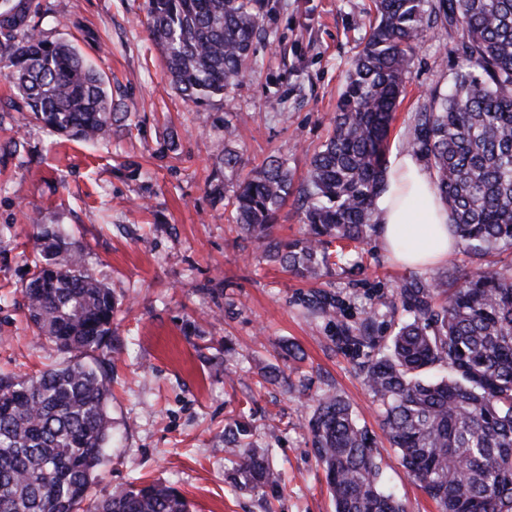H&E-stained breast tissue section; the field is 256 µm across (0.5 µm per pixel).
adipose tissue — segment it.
<instances>
[{"label": "adipose tissue", "mask_w": 512, "mask_h": 512, "mask_svg": "<svg viewBox=\"0 0 512 512\" xmlns=\"http://www.w3.org/2000/svg\"><path fill=\"white\" fill-rule=\"evenodd\" d=\"M375 220L384 249L410 268L436 264L455 246L432 174L406 154L387 166Z\"/></svg>", "instance_id": "adipose-tissue-1"}]
</instances>
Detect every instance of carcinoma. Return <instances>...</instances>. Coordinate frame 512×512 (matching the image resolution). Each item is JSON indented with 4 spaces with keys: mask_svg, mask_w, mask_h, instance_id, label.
<instances>
[{
    "mask_svg": "<svg viewBox=\"0 0 512 512\" xmlns=\"http://www.w3.org/2000/svg\"><path fill=\"white\" fill-rule=\"evenodd\" d=\"M373 20L347 71L332 134L298 187L301 235L272 237L293 184L286 163L256 167L227 198L239 234L302 279L352 261L375 231L390 126L424 30H461L455 51L469 68L448 94L434 91L413 116L406 149L424 159L445 200L457 243L478 266L456 286L448 276L406 280L396 299L408 320L372 336L367 316L346 340L384 343L362 366L381 407L386 438L410 479L439 512H512V0H372ZM269 0H146L148 29L181 96L196 105L257 72L254 40ZM36 0H0V60L34 119L53 132L94 141L121 122L102 76L69 39L49 41ZM241 156L217 152L209 190ZM23 292L39 335L62 360L0 378V512H190L161 484H132L105 500L89 495L111 438L109 348L115 301L61 232L41 228ZM448 376L425 378L436 367ZM335 512H405L386 491L373 439L348 401L321 398L309 421ZM235 486L277 484L265 453L224 432Z\"/></svg>",
    "mask_w": 512,
    "mask_h": 512,
    "instance_id": "1",
    "label": "carcinoma"
}]
</instances>
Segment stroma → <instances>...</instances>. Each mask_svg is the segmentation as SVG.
I'll use <instances>...</instances> for the list:
<instances>
[{
	"instance_id": "stroma-1",
	"label": "stroma",
	"mask_w": 512,
	"mask_h": 512,
	"mask_svg": "<svg viewBox=\"0 0 512 512\" xmlns=\"http://www.w3.org/2000/svg\"><path fill=\"white\" fill-rule=\"evenodd\" d=\"M40 29L73 40L109 81L129 132L95 144L52 134L32 119L0 62V373L55 364L35 335L22 289L36 228L59 226L116 300L112 319V440L90 488L102 500L132 481L177 489L192 512H334L308 422L316 401L341 394L376 435L386 486L406 512H437L380 434L377 402L361 368L376 349L355 348L346 327L374 312V333L399 322L388 303L404 280L456 278L473 263L462 249L426 268L396 262L372 236L357 266L305 282L238 238L208 181L225 123L231 147L253 168L288 160L295 179L330 135L371 0H272L256 41L261 71L229 102H185L170 84L147 29L145 0H42ZM457 29L425 30L391 126L404 153L412 118L433 90H448L462 61ZM335 298L338 316L315 309ZM241 427L267 449L281 478L237 490L224 468V430Z\"/></svg>"
}]
</instances>
